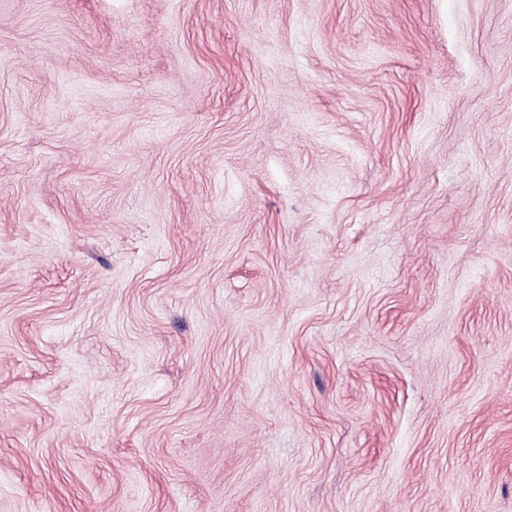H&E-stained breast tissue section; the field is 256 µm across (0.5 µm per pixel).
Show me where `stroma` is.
Segmentation results:
<instances>
[{"label": "stroma", "instance_id": "1", "mask_svg": "<svg viewBox=\"0 0 512 512\" xmlns=\"http://www.w3.org/2000/svg\"><path fill=\"white\" fill-rule=\"evenodd\" d=\"M0 512H512V0H0Z\"/></svg>", "mask_w": 512, "mask_h": 512}]
</instances>
